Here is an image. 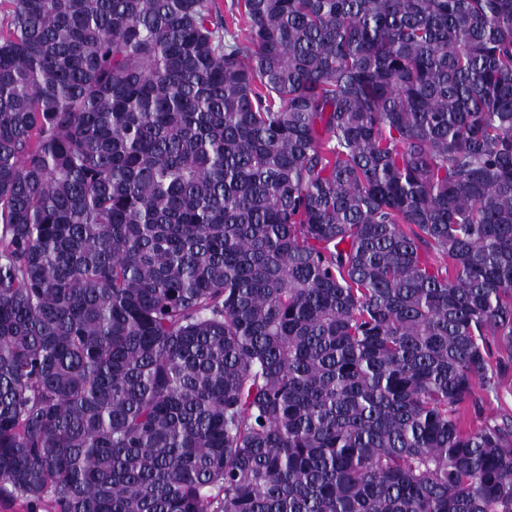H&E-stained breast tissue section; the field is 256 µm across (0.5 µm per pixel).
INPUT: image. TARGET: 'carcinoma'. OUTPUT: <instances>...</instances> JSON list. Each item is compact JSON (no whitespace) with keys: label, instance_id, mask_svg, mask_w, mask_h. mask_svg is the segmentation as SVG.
<instances>
[{"label":"carcinoma","instance_id":"carcinoma-1","mask_svg":"<svg viewBox=\"0 0 512 512\" xmlns=\"http://www.w3.org/2000/svg\"><path fill=\"white\" fill-rule=\"evenodd\" d=\"M236 7L12 0L0 496L512 512V0ZM475 391L484 406L481 418L475 421V425H480L485 420L498 419L501 422L512 417V368L502 377L496 392L487 394L479 387Z\"/></svg>","mask_w":512,"mask_h":512}]
</instances>
